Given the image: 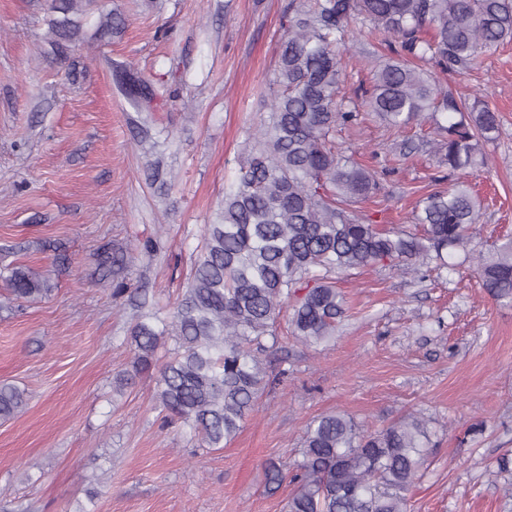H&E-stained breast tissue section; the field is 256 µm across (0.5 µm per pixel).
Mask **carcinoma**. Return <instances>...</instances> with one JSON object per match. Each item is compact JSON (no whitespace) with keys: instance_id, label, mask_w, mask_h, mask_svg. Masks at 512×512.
Here are the masks:
<instances>
[{"instance_id":"1","label":"carcinoma","mask_w":512,"mask_h":512,"mask_svg":"<svg viewBox=\"0 0 512 512\" xmlns=\"http://www.w3.org/2000/svg\"><path fill=\"white\" fill-rule=\"evenodd\" d=\"M89 2L55 0L63 14L51 24L57 52L77 36L73 16ZM286 15L268 112L243 149L220 222L205 225L172 308L137 293L138 307L151 310L130 329L131 369L118 377L124 387L159 369L158 418L184 423L205 448L232 441L264 392L288 378L265 361L283 310H291L288 328L303 344H325L346 317L334 275L380 263L447 266L477 223L480 204L460 182L426 197L414 215L420 234L381 230L353 209L373 193L376 176L330 140L356 117L338 101L352 24L399 40L395 57L376 66L364 106L398 133L429 120L450 172L485 164L479 141L499 129L497 112L478 100L466 104L413 60L450 74L468 69L479 50L512 40V0H289ZM473 262L488 295L512 302V239ZM6 282L18 299L53 291L48 277L25 265L11 268ZM168 339L173 347L161 362ZM24 406L23 391L0 385L1 419ZM428 442L425 421L413 415L371 430L344 412L325 413L307 426L291 470L270 460L266 476L272 485L287 477L294 484L287 512H407Z\"/></svg>"}]
</instances>
